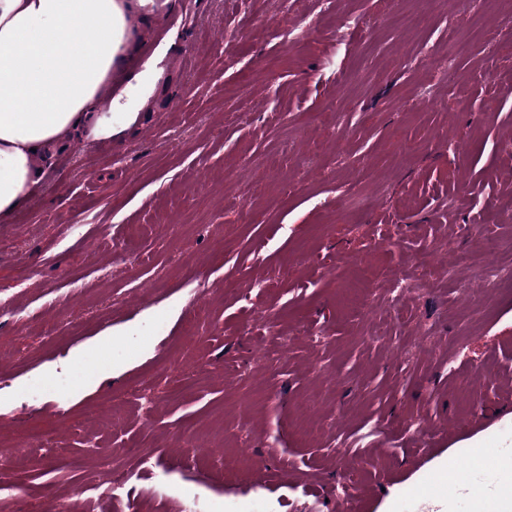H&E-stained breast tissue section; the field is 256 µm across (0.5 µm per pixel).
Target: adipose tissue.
I'll return each mask as SVG.
<instances>
[{
	"label": "adipose tissue",
	"instance_id": "1",
	"mask_svg": "<svg viewBox=\"0 0 512 512\" xmlns=\"http://www.w3.org/2000/svg\"><path fill=\"white\" fill-rule=\"evenodd\" d=\"M154 0H0V221L41 182L54 149L112 136L163 76L157 60L120 95L112 73L135 48ZM118 115L111 122L101 106Z\"/></svg>",
	"mask_w": 512,
	"mask_h": 512
}]
</instances>
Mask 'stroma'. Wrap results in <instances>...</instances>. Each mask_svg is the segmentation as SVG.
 <instances>
[{
  "instance_id": "stroma-1",
  "label": "stroma",
  "mask_w": 512,
  "mask_h": 512,
  "mask_svg": "<svg viewBox=\"0 0 512 512\" xmlns=\"http://www.w3.org/2000/svg\"><path fill=\"white\" fill-rule=\"evenodd\" d=\"M171 14L136 124L55 153L0 222V448H30L0 512H512V285L385 302L419 259L512 245V50L447 71L454 0H163L113 93ZM99 408L126 419L82 430ZM133 443L130 498L87 494Z\"/></svg>"
}]
</instances>
